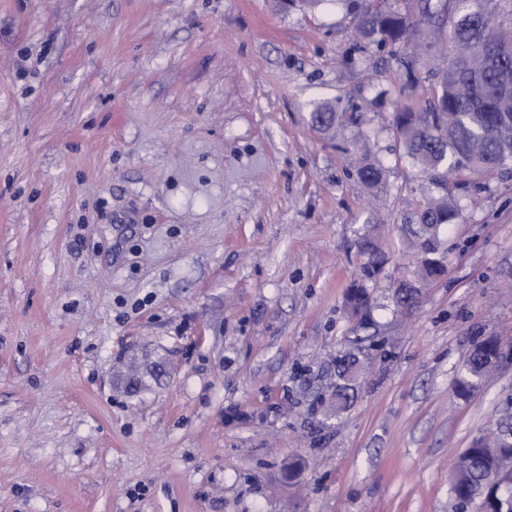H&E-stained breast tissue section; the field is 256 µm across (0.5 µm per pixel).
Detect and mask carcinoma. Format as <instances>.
<instances>
[{
    "instance_id": "1",
    "label": "carcinoma",
    "mask_w": 512,
    "mask_h": 512,
    "mask_svg": "<svg viewBox=\"0 0 512 512\" xmlns=\"http://www.w3.org/2000/svg\"><path fill=\"white\" fill-rule=\"evenodd\" d=\"M353 19L357 37L367 45L394 55L410 43L425 52L437 43L427 40L424 31L442 33L440 54L445 66L435 73L434 89L420 112L403 107L394 114V133L406 156L436 184L441 192L423 201L407 225L412 245L419 253L413 278L395 288L398 307L411 312L419 306L422 286L445 269L447 249L443 229L460 215L453 195L450 175L469 174L490 178L512 167V96L499 87L512 82V33L490 20L512 21V0H420L418 11L396 9L389 0H342ZM497 53L499 63L491 70L486 56ZM313 124L325 131L341 130L361 119L359 112H341L339 105L323 101L312 112ZM357 179L369 188L383 184L386 169L365 154L356 167ZM367 258V269L383 262L373 230L359 241ZM369 302L362 286L352 288L347 303L359 314ZM497 343L494 337L480 341L459 370L456 396L469 399L495 368ZM358 361L341 359L338 381L330 402L338 412L350 406L355 397ZM512 455V420L503 417L496 424L492 439L476 440L455 462L450 491L455 509L471 501L479 502V512H512V479L500 476L499 463Z\"/></svg>"
}]
</instances>
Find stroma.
Returning a JSON list of instances; mask_svg holds the SVG:
<instances>
[{"label":"stroma","instance_id":"obj_1","mask_svg":"<svg viewBox=\"0 0 512 512\" xmlns=\"http://www.w3.org/2000/svg\"><path fill=\"white\" fill-rule=\"evenodd\" d=\"M412 63L409 89L340 0H0V512H452L512 401V364L454 391L512 342V175L456 189L446 270L398 309L438 192L392 130L443 59ZM324 99L360 125L315 129ZM357 179L369 188H376L383 184L386 169L379 161L372 159L370 152L362 158V162L356 167ZM360 252L367 258V271L375 269L383 262V256L376 243L372 229H367L359 241ZM496 339L491 336L480 341L459 370L455 381V393L459 399L468 400L483 386L495 368ZM358 378V361L356 359H341L338 381L332 392L330 402L333 403L336 415L350 406L355 397V384Z\"/></svg>","mask_w":512,"mask_h":512}]
</instances>
